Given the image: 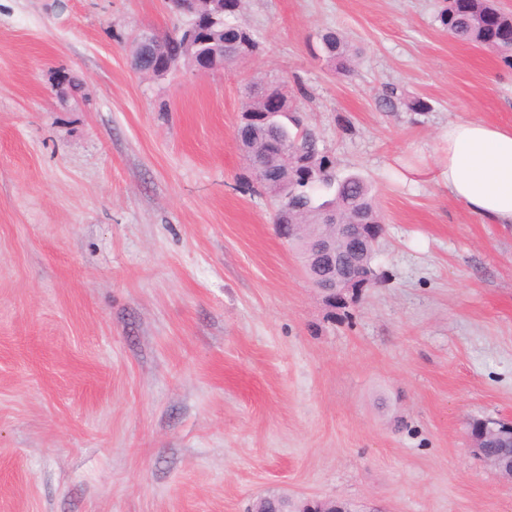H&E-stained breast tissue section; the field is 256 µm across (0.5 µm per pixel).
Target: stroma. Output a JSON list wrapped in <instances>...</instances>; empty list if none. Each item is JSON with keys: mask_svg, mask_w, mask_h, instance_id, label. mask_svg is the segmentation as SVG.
Segmentation results:
<instances>
[{"mask_svg": "<svg viewBox=\"0 0 512 512\" xmlns=\"http://www.w3.org/2000/svg\"><path fill=\"white\" fill-rule=\"evenodd\" d=\"M442 5L242 0L254 53L155 76L132 60L167 0H0V512H512L468 435L512 421V226L403 177L449 121L512 124V68ZM274 82L384 216L340 314L247 187L237 125ZM320 49L328 61L339 65L343 74L353 72L354 52L336 32L328 31L320 36Z\"/></svg>", "mask_w": 512, "mask_h": 512, "instance_id": "stroma-1", "label": "stroma"}]
</instances>
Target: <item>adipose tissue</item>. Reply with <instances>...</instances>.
<instances>
[{"mask_svg":"<svg viewBox=\"0 0 512 512\" xmlns=\"http://www.w3.org/2000/svg\"><path fill=\"white\" fill-rule=\"evenodd\" d=\"M435 180L485 222L512 225V125L449 121Z\"/></svg>","mask_w":512,"mask_h":512,"instance_id":"obj_1","label":"adipose tissue"}]
</instances>
